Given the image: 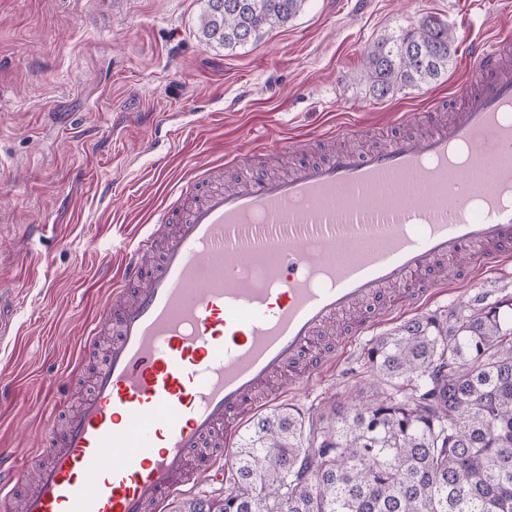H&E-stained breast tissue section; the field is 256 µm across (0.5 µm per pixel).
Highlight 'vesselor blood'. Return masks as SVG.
<instances>
[{
  "label": "vessel or blood",
  "instance_id": "vessel-or-blood-1",
  "mask_svg": "<svg viewBox=\"0 0 512 512\" xmlns=\"http://www.w3.org/2000/svg\"><path fill=\"white\" fill-rule=\"evenodd\" d=\"M509 54L508 35L475 45L467 90L434 132L208 188L187 210L171 197L113 277L98 323L114 338L91 394L63 434L46 428L50 460L32 475L0 455V493L29 479L22 512H167L199 482L193 449L233 435L300 362L328 370L316 346L328 324L365 307L369 329L388 315L384 290L438 262L512 261ZM460 150L490 177H457Z\"/></svg>",
  "mask_w": 512,
  "mask_h": 512
}]
</instances>
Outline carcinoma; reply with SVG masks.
Segmentation results:
<instances>
[{"instance_id":"obj_1","label":"carcinoma","mask_w":512,"mask_h":512,"mask_svg":"<svg viewBox=\"0 0 512 512\" xmlns=\"http://www.w3.org/2000/svg\"><path fill=\"white\" fill-rule=\"evenodd\" d=\"M305 0H206L200 34L234 49L288 25ZM450 25L424 17L364 51L373 98L438 81ZM378 389L336 404L308 437L285 409L232 454L233 487L180 512H512V298L414 318L368 352Z\"/></svg>"}]
</instances>
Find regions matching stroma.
<instances>
[{"label": "stroma", "instance_id": "obj_1", "mask_svg": "<svg viewBox=\"0 0 512 512\" xmlns=\"http://www.w3.org/2000/svg\"><path fill=\"white\" fill-rule=\"evenodd\" d=\"M205 0H0V283L14 301L0 339V449L18 464L44 457L47 421L63 426L93 362L89 323L110 295L120 245L135 244L171 188L206 163L267 140L321 138L355 123L356 151L429 131L433 95L460 97L471 42L512 32V0H306L287 27L235 51L199 34ZM432 15L457 52L440 83L373 98L363 52L382 34ZM426 113L401 123L399 114ZM512 296V262L411 304L346 361L277 400L308 420L372 383L367 353L411 319L448 314L476 294Z\"/></svg>", "mask_w": 512, "mask_h": 512}]
</instances>
